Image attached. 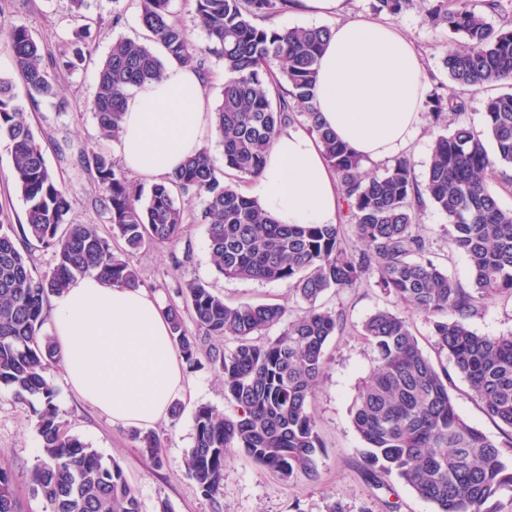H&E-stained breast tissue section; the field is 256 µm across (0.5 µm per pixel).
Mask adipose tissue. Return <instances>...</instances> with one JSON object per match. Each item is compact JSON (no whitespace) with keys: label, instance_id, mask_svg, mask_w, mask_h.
Masks as SVG:
<instances>
[{"label":"adipose tissue","instance_id":"1","mask_svg":"<svg viewBox=\"0 0 512 512\" xmlns=\"http://www.w3.org/2000/svg\"><path fill=\"white\" fill-rule=\"evenodd\" d=\"M315 97L324 122L355 153L399 155L422 125L421 62L396 26L368 17L333 25ZM206 84L177 64L126 101L116 152L131 172L162 180L207 144ZM283 224H334L339 185L305 127L278 134L254 188ZM56 355L71 388L113 421L151 428L187 394L186 377L155 295L146 288L76 279L52 297Z\"/></svg>","mask_w":512,"mask_h":512}]
</instances>
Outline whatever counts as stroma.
Here are the masks:
<instances>
[{"instance_id":"1","label":"stroma","mask_w":512,"mask_h":512,"mask_svg":"<svg viewBox=\"0 0 512 512\" xmlns=\"http://www.w3.org/2000/svg\"><path fill=\"white\" fill-rule=\"evenodd\" d=\"M375 4L376 0H345L339 19L345 22L363 16L394 21L419 54L429 85L440 86L447 94L456 92L457 87L442 64L448 33L426 22L424 0H415L413 7L395 19L378 12ZM117 12L122 13L123 21L116 26L112 18ZM14 25L26 27L54 55L71 49L77 32L87 35L83 63L57 74L65 108L42 101L25 104L24 109L48 167L69 188V222L97 225L103 236L111 237L112 226L96 202L98 188L78 164L76 150L83 145L108 152L113 149L112 142L99 137L91 103L98 65L113 43L121 38L140 40L145 36L136 2L89 0L87 16L81 19L75 16L70 0H0V26ZM12 170L11 148L0 140V222L19 225L25 221L26 203L13 187ZM446 222L432 204H425L419 212V230L429 240L433 256L465 284L470 280L468 260L462 253L449 251L442 235ZM128 259L139 271L143 286L164 305L180 303V285L201 280L230 302L279 303L295 314L305 307L287 283L220 275L212 264L205 227L196 222L186 224L182 239L144 247L130 253ZM320 304L342 311L344 327L327 344L326 372L310 406L324 445L313 479L281 482L239 453L224 468L223 495L213 501L201 494L184 467V457L194 443V412L203 405L228 414L233 411L224 398L222 379L206 363L185 372L190 388L181 401L180 416L167 417L153 429L161 444V464H154L140 448L135 427L112 422L104 413L83 403L66 383L62 366L55 365L48 370L47 378L56 391L58 416L70 434L105 460L122 466L138 492L141 512H160L164 507L169 512H436L433 503L417 496L402 479L390 478L384 487L376 484L365 466L364 443L354 429L350 410L360 382L374 364L375 352L362 334V325L376 311L407 314L424 354L438 365H450V358L438 350L432 329L422 316L407 312L403 304L374 283H365L350 292L328 290ZM471 326L477 334L490 337L512 333V295L489 299ZM450 393L464 420L491 438L501 439L499 427L460 375H453ZM39 445L31 408L16 403L9 390L0 388V468L13 474L21 512H46L44 501L34 496L28 485Z\"/></svg>"}]
</instances>
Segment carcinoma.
<instances>
[{
    "instance_id": "1",
    "label": "carcinoma",
    "mask_w": 512,
    "mask_h": 512,
    "mask_svg": "<svg viewBox=\"0 0 512 512\" xmlns=\"http://www.w3.org/2000/svg\"><path fill=\"white\" fill-rule=\"evenodd\" d=\"M146 42L121 39L99 68L93 116L100 137H119L129 91L160 80L166 64L189 65L208 75V58L224 66L222 99L214 124L223 147L224 171L209 148L149 190L130 181L103 150L81 148L77 162L97 183L99 205L125 251L180 239L183 224L205 225L217 272L232 279L286 281L307 304L294 318L278 303H226L208 284L179 288L198 332L190 331L183 309L164 313L175 346L189 368L205 356L224 379V397L234 412L209 406L194 412V445L185 469L202 494L224 492V467L241 452L281 481L313 477L323 452L310 410L324 374L325 345L343 327V314L317 305L321 295L377 287L432 326L435 344L471 387L484 411L508 437L501 443L467 423L448 391V369H438L419 348L407 317L379 310L363 324V336L377 357L358 389L354 427L365 442L364 459L375 482L396 476L436 512H500L502 493L512 492V333L489 337L471 321L486 301L512 294V209H503L488 180L512 166V92L484 101V129L459 124L434 140L423 181L411 157L387 161L382 174L369 175L364 159L352 153L320 121L313 97L317 65L327 27L276 29L259 24L288 9L290 0H195V15L207 35L203 48L192 43L173 19L172 0H136ZM427 21L448 29L442 63L464 91L479 92L512 83V27L496 29L488 16L502 0H427ZM377 9L395 18L412 0H377ZM78 33L74 47L57 56L44 52L24 27H0V45L11 55L30 103L59 98L53 74L85 60ZM424 107L435 126L445 115L466 110L461 97L432 88ZM302 118L322 143L342 192L339 224H280L243 194L237 180L257 177L279 131ZM494 144L489 154L486 139ZM0 139L9 142L13 182L26 202V223L15 231L0 224V387L16 402L30 404L40 437V456L29 486L48 512H141L136 489L123 468L78 437L60 421L56 392L45 373L57 362L53 341L42 334L49 318L45 302L75 278L97 273L108 281L138 285V270L114 253L94 224L67 222L69 190L48 168L41 146L18 103L13 81L0 77ZM197 199L191 212L185 202ZM445 215L444 234L452 251L468 258L471 279L464 286L429 257L426 238L416 230L425 200ZM354 228L361 246L344 238ZM52 250L53 267L31 270L28 247ZM285 324L273 339H260ZM210 338L234 344L230 351L205 348ZM0 512H19L12 474L0 469Z\"/></svg>"
}]
</instances>
